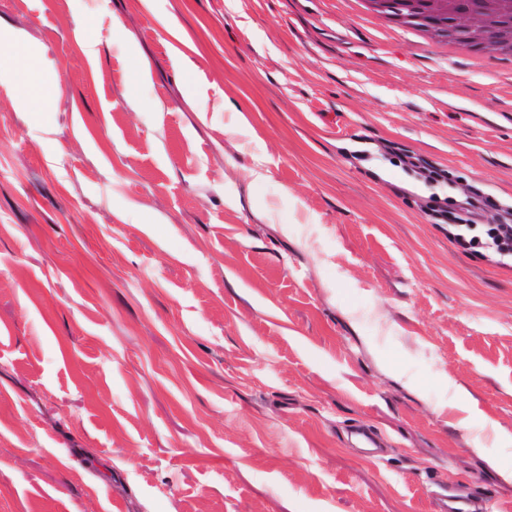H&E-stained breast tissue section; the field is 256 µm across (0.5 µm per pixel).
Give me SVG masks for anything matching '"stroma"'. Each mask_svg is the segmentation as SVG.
Instances as JSON below:
<instances>
[{
	"label": "stroma",
	"mask_w": 512,
	"mask_h": 512,
	"mask_svg": "<svg viewBox=\"0 0 512 512\" xmlns=\"http://www.w3.org/2000/svg\"><path fill=\"white\" fill-rule=\"evenodd\" d=\"M0 37L63 84L0 86V512H512V267L422 210L512 206V57L358 0H0ZM1 69L11 76L10 89L26 112H39L58 100L62 94L60 81L48 83L41 73L39 59L22 43L8 45L6 57L0 55ZM404 171L415 174L429 185L448 184V170L433 166L428 162L411 155L397 154L391 161Z\"/></svg>",
	"instance_id": "obj_1"
}]
</instances>
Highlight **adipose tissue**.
I'll use <instances>...</instances> for the list:
<instances>
[{
	"mask_svg": "<svg viewBox=\"0 0 512 512\" xmlns=\"http://www.w3.org/2000/svg\"><path fill=\"white\" fill-rule=\"evenodd\" d=\"M0 70L10 75V88L25 111H40L56 102L62 93L59 81L44 79L39 59L25 44H9L5 56L0 57Z\"/></svg>",
	"mask_w": 512,
	"mask_h": 512,
	"instance_id": "ef3b65f1",
	"label": "adipose tissue"
}]
</instances>
